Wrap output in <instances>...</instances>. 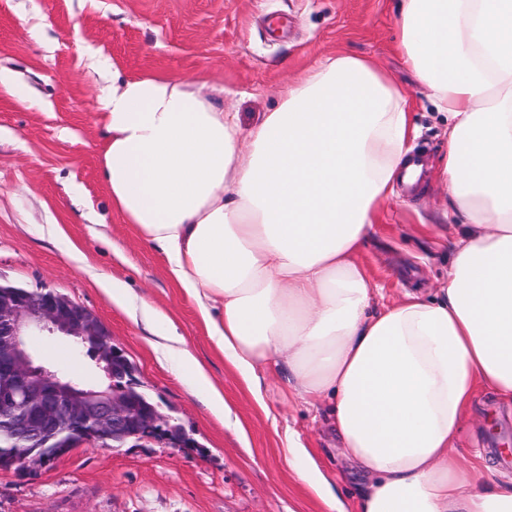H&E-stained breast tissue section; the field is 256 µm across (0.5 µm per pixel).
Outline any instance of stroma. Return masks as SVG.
I'll return each instance as SVG.
<instances>
[{
  "instance_id": "1",
  "label": "stroma",
  "mask_w": 512,
  "mask_h": 512,
  "mask_svg": "<svg viewBox=\"0 0 512 512\" xmlns=\"http://www.w3.org/2000/svg\"><path fill=\"white\" fill-rule=\"evenodd\" d=\"M400 0H0V67L32 102L0 86V283L52 289L89 309L136 368L145 391L190 438L122 448L82 444L26 475L0 470V512H323L284 457L286 432L310 449L354 512L369 478L347 459L328 405L290 403L288 380L267 379L257 405L211 342L194 302L170 278L165 255L112 209L99 177L96 97L111 68L128 75L198 77L224 90L243 124L272 111L281 88L323 58H369L407 95L409 148L427 168L412 199L393 192L356 256L383 301L426 293L448 270L454 227L441 170L447 123L397 48ZM127 289L134 305L167 314L232 409L218 421L145 341V326L102 292ZM37 354L88 383L101 378L70 337L41 336ZM501 428L490 446L487 419ZM463 464L476 449L512 482V404L477 389L453 440Z\"/></svg>"
}]
</instances>
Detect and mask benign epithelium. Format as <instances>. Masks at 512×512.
I'll use <instances>...</instances> for the list:
<instances>
[{
    "mask_svg": "<svg viewBox=\"0 0 512 512\" xmlns=\"http://www.w3.org/2000/svg\"><path fill=\"white\" fill-rule=\"evenodd\" d=\"M60 333L74 339L101 369L105 392L76 383L39 358L32 338ZM109 331L87 308L51 289L0 294V433L10 449L0 466L28 471L52 466L72 448L87 443L162 438L175 449L186 446L182 433L164 431L167 416L158 403L141 401L134 372L113 342L89 348L87 342Z\"/></svg>",
    "mask_w": 512,
    "mask_h": 512,
    "instance_id": "obj_1",
    "label": "benign epithelium"
}]
</instances>
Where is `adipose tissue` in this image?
Returning <instances> with one entry per match:
<instances>
[{
	"label": "adipose tissue",
	"mask_w": 512,
	"mask_h": 512,
	"mask_svg": "<svg viewBox=\"0 0 512 512\" xmlns=\"http://www.w3.org/2000/svg\"><path fill=\"white\" fill-rule=\"evenodd\" d=\"M398 29L448 123L458 231L430 296L373 309L354 259L416 132L369 59L320 60L247 126L197 80L113 75L100 175L255 399L282 364L291 399L330 401L345 456L372 477L356 512H512V483L491 482L485 462L462 468L451 446L476 388L512 403V0H402ZM151 344L230 418L175 327ZM286 451L335 512L307 448Z\"/></svg>",
	"instance_id": "adipose-tissue-1"
}]
</instances>
